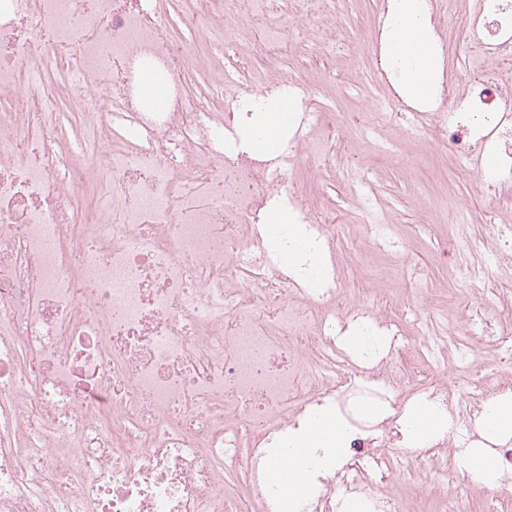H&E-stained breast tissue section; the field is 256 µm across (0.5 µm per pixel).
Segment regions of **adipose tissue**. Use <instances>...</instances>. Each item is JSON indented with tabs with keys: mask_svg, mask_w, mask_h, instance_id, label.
Segmentation results:
<instances>
[{
	"mask_svg": "<svg viewBox=\"0 0 512 512\" xmlns=\"http://www.w3.org/2000/svg\"><path fill=\"white\" fill-rule=\"evenodd\" d=\"M391 24L393 51L401 62L399 79L410 96L423 97L430 91L432 60L426 49L434 35L427 26L421 0H392ZM284 106V99L274 93L249 104L250 115L239 135L240 149L262 155L282 151L288 130V121L282 114ZM292 446L314 460L315 472H326L334 459L345 453L344 432L341 426L331 425L328 417H316L302 425Z\"/></svg>",
	"mask_w": 512,
	"mask_h": 512,
	"instance_id": "ef3b65f1",
	"label": "adipose tissue"
}]
</instances>
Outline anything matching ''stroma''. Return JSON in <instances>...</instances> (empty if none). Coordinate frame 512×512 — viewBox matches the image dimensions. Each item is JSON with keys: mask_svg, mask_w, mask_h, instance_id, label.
Returning a JSON list of instances; mask_svg holds the SVG:
<instances>
[{"mask_svg": "<svg viewBox=\"0 0 512 512\" xmlns=\"http://www.w3.org/2000/svg\"><path fill=\"white\" fill-rule=\"evenodd\" d=\"M166 9L187 51L197 58L208 57L212 40L208 26L189 15L185 0H169ZM372 14L373 0H349L336 12L318 17L308 41L284 66L285 73L304 77L319 103L331 111L358 113L367 106L361 87L365 61L348 35L353 30L367 33ZM331 29L336 32L332 41L325 37ZM385 136L397 143L401 161L382 157L363 129L348 123L321 142L320 169L298 158L292 179L336 226L335 251L329 257L333 278L341 279L350 294L371 296L420 345L425 333L448 332L452 324L466 318L469 296L479 295L483 314L491 316L498 311L495 290L512 289V269L505 267L497 268L485 286L467 283L457 271L450 225L425 219L422 200L445 195L462 201L468 210L467 237L473 248L480 249L496 237L497 225L512 222V196L496 206L488 193L478 191L451 166L447 152L431 146L426 134L417 130L412 113L395 119ZM367 194L376 200L380 218L390 226L396 243L393 250H378L368 239L363 200ZM403 263L423 270L420 287L366 277L369 271Z\"/></svg>", "mask_w": 512, "mask_h": 512, "instance_id": "stroma-1", "label": "stroma"}]
</instances>
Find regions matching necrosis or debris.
Here are the masks:
<instances>
[{"label": "necrosis or debris", "instance_id": "1", "mask_svg": "<svg viewBox=\"0 0 512 512\" xmlns=\"http://www.w3.org/2000/svg\"><path fill=\"white\" fill-rule=\"evenodd\" d=\"M189 2L206 24L246 21L253 63L296 112L280 157L222 151L260 92L242 80L216 101L220 69L196 85L157 0H0V512H272L284 489L267 461L318 411L337 417L348 452L299 512H340L348 497L400 512L382 489L396 469L429 476L447 512H463L448 495L449 449H493L508 474L512 439L452 434L405 463L396 419H365L358 405L397 411L422 396L471 427L487 396L512 394V309L469 319L456 344H426L431 364L466 372L479 336L493 368L425 383L412 340L390 334L382 308L279 270L259 230L274 201L287 198L310 228L316 260L336 241L288 170L336 115L281 71L328 0ZM373 4L366 61L384 97L361 126L379 132L413 113L477 189H511L512 80L484 64L512 62V0H427L430 23L458 31L460 68L449 78L447 44L434 41L432 90L416 101L396 89L391 0ZM56 66L65 77L51 89ZM146 73L162 80V110L142 102ZM63 98L81 104L91 151L74 153L63 135ZM118 117L134 123L120 139ZM86 192L101 205L78 208ZM352 323L382 337L375 364L343 359L336 327Z\"/></svg>", "mask_w": 512, "mask_h": 512}]
</instances>
